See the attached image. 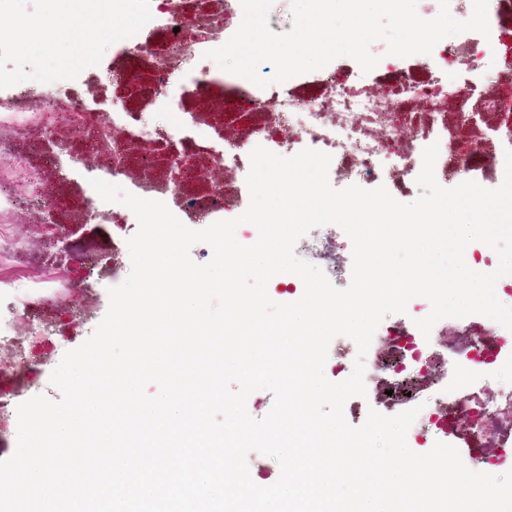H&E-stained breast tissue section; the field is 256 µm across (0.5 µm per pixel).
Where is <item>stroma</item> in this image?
Returning a JSON list of instances; mask_svg holds the SVG:
<instances>
[{"label": "stroma", "mask_w": 512, "mask_h": 512, "mask_svg": "<svg viewBox=\"0 0 512 512\" xmlns=\"http://www.w3.org/2000/svg\"><path fill=\"white\" fill-rule=\"evenodd\" d=\"M132 232L118 229L109 224L66 225L63 234L58 235L50 255L44 261L43 275L53 286L66 293L67 305L51 308L47 318L59 319L58 337L46 340L30 348L28 356L32 369L27 373L5 372L0 376V388L20 390L23 398L42 395L51 400L59 399V389L51 384L50 375L60 364L64 354L80 346L86 340V333L70 335L64 321L66 308L84 305L85 297L77 287L84 274L83 266L96 262L104 268L125 270L131 263L127 240ZM323 243L306 254V261L318 266L347 269L349 246L345 232L337 225L322 227ZM436 329L442 345L438 362V374L444 375L449 386L457 387L470 383L472 388L485 390L495 395L498 390L512 388V364L503 363L486 368H475L471 364L470 346L473 340L462 318H446L439 321Z\"/></svg>", "instance_id": "35a3bbf8"}]
</instances>
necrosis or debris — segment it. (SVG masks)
Returning a JSON list of instances; mask_svg holds the SVG:
<instances>
[{
    "label": "necrosis or debris",
    "instance_id": "1",
    "mask_svg": "<svg viewBox=\"0 0 512 512\" xmlns=\"http://www.w3.org/2000/svg\"><path fill=\"white\" fill-rule=\"evenodd\" d=\"M70 0L51 9L30 0H0V60L20 57L21 70L0 69V236L17 210L45 224L43 245H52L64 217L76 212L84 223L132 224L134 213L102 201L78 173L104 165L106 182L142 198L164 202L185 224H210L243 213L250 200L249 154L258 145L282 156L306 148L331 154L329 173L346 184L386 182L405 201L407 180L422 168V151L438 144V183L464 182L473 155L505 165L512 148V27L501 9H489L490 36L469 34L438 42L416 76L385 42L376 72L362 73L351 58L250 93L226 98L214 88L242 84L223 72L207 51L225 44L238 29L240 0H79L83 18L111 34L108 44L89 50L77 25L69 24ZM69 30L64 51L55 45ZM164 96L163 106L130 109L127 101L145 85ZM113 91L112 102L99 95ZM481 97L494 114L480 140L465 103ZM456 114H449V103ZM78 138L57 142L61 129ZM194 172L202 193L187 191L171 175L173 166ZM60 292L42 281L0 282V370L28 365L26 339H49L55 323L41 308L59 304ZM375 340L394 344L403 361L393 367L396 389L414 385L434 368L432 345H420L401 319L385 318ZM512 405V389L497 397H459L439 383L423 411L443 430L467 419L475 443L497 424L500 408Z\"/></svg>",
    "mask_w": 512,
    "mask_h": 512
}]
</instances>
